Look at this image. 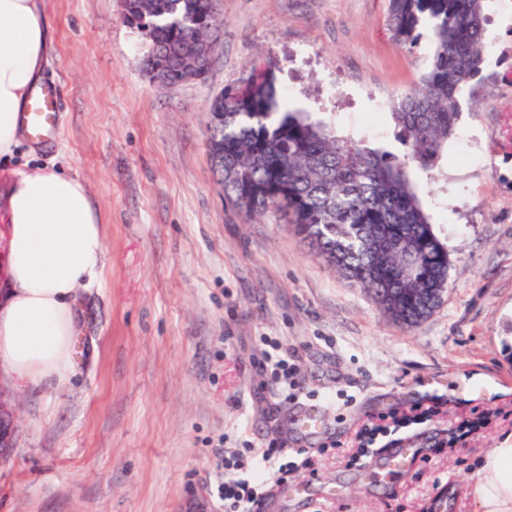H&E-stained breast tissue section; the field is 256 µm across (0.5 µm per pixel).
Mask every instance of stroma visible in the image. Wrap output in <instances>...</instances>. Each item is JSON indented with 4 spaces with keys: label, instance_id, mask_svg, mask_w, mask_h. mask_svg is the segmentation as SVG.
Listing matches in <instances>:
<instances>
[{
    "label": "stroma",
    "instance_id": "35a3bbf8",
    "mask_svg": "<svg viewBox=\"0 0 512 512\" xmlns=\"http://www.w3.org/2000/svg\"><path fill=\"white\" fill-rule=\"evenodd\" d=\"M42 83L55 138L23 136L11 168L85 179L106 228V266L81 289L73 373L15 401L0 512H224L218 448H296V403L262 369L266 341L295 352L300 400L343 441L262 512H469L474 462L512 434V0H490L483 80L465 93L424 204L448 251V288L416 327L385 313L297 227L224 200L207 151L216 94L278 63L276 85L338 133L403 155L388 101L417 84L430 41L396 42L388 0H216L205 79L161 87L122 0H41ZM491 380L479 398L472 387ZM299 400V401H300ZM441 412L407 432L418 454L383 485L350 464L370 415ZM490 413L466 441L448 432Z\"/></svg>",
    "mask_w": 512,
    "mask_h": 512
}]
</instances>
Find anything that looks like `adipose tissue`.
<instances>
[{"mask_svg":"<svg viewBox=\"0 0 512 512\" xmlns=\"http://www.w3.org/2000/svg\"><path fill=\"white\" fill-rule=\"evenodd\" d=\"M46 48L39 0H0L2 161L20 143V117L38 87ZM4 177L0 370L37 389L62 380L75 365L78 292L104 268L106 232L78 176L35 166ZM471 478V512H512V435L478 460Z\"/></svg>","mask_w":512,"mask_h":512,"instance_id":"obj_1","label":"adipose tissue"}]
</instances>
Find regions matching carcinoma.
I'll use <instances>...</instances> for the list:
<instances>
[{"instance_id":"obj_1","label":"carcinoma","mask_w":512,"mask_h":512,"mask_svg":"<svg viewBox=\"0 0 512 512\" xmlns=\"http://www.w3.org/2000/svg\"><path fill=\"white\" fill-rule=\"evenodd\" d=\"M131 8L136 15L129 24H152L149 56L157 45L173 49L185 39L170 26L172 15L217 20L214 0H133ZM388 10L398 43L414 48L422 30L431 34L428 71L389 105L404 155L343 138L331 123L291 109L270 72L261 82L253 74L245 86L226 88L213 102L211 111L223 112L224 120L211 128L210 143L224 148V164L215 170L230 204L247 217L271 214L298 225L320 256L374 297L399 287L403 256L385 242L412 235L422 247L420 275L382 306L412 327L439 305L449 266L412 168L436 180L459 95L483 69L489 18L486 0H389Z\"/></svg>"}]
</instances>
